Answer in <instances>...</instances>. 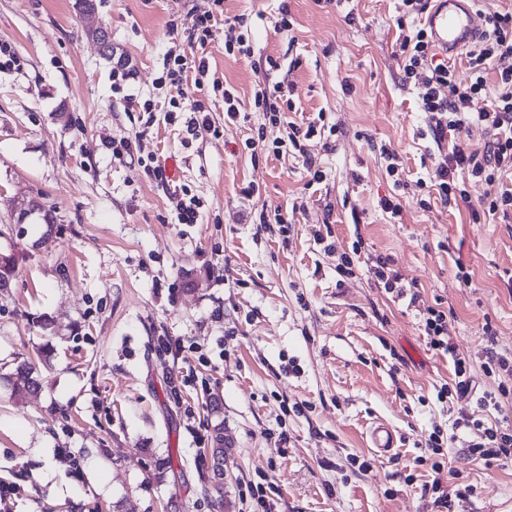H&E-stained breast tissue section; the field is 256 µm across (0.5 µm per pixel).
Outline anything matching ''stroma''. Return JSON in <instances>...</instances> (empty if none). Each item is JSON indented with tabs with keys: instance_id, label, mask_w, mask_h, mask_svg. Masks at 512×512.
Here are the masks:
<instances>
[{
	"instance_id": "stroma-1",
	"label": "stroma",
	"mask_w": 512,
	"mask_h": 512,
	"mask_svg": "<svg viewBox=\"0 0 512 512\" xmlns=\"http://www.w3.org/2000/svg\"><path fill=\"white\" fill-rule=\"evenodd\" d=\"M95 3L82 16L75 0H0V42L13 50L0 57V254L17 259L0 290V482L14 489L0 512H246L252 481L276 490L278 512H431L422 486L434 474L418 459L436 428L455 438L444 460L470 489L455 512H512V461L464 455L467 406L437 399L453 368L423 327L425 306L452 312L478 388L512 389L482 368L485 324L512 356V218L475 224L467 208L421 206L437 147L401 81V0ZM206 12L242 16L249 55L227 53L216 25L209 74L187 89L210 126L187 132L182 114L147 124L128 97L163 100L168 26L186 31ZM101 25L129 62L118 87L85 35ZM218 83L235 89L242 120L225 121ZM259 85L291 86L290 120H323L310 142L319 184L297 150L276 152L286 130L253 111ZM257 135L262 146L246 149ZM132 138L133 157L114 158L113 142ZM171 156L176 178L143 166ZM176 188L200 198L198 223H175ZM385 197L400 216L381 209ZM31 198L54 229L14 224L13 202ZM278 208L289 230L261 228ZM356 241L362 261L339 278ZM379 254L418 283L419 302L375 287ZM189 272L206 275L203 288H187ZM46 351L41 393L13 398L3 376ZM375 421L398 433L391 455L366 444ZM217 425L229 448L219 488L205 455Z\"/></svg>"
}]
</instances>
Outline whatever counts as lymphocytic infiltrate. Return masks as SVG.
<instances>
[{"label":"lymphocytic infiltrate","instance_id":"f902f5d3","mask_svg":"<svg viewBox=\"0 0 512 512\" xmlns=\"http://www.w3.org/2000/svg\"><path fill=\"white\" fill-rule=\"evenodd\" d=\"M486 36L477 49L468 54L470 82L457 85L454 72L447 62L438 60L433 43L425 28L419 27L399 34L403 63V83L418 91V101L428 119L427 132L438 146L434 176L430 182L442 203H468L469 195L459 186L460 179L484 181L491 191L482 200L480 208L470 211L473 223L512 212V188H500L504 175L512 174V11H493L485 14ZM211 15L198 16L186 38L188 51L168 53L163 62V80L176 94L170 100L164 120L175 123L178 113H192V125L209 126L210 119L204 106L189 99L184 91L188 74L207 75L209 60L203 49L211 35ZM495 74L497 92H490L488 74ZM492 96L490 106L472 111L475 99ZM253 106L268 114L270 120L287 124L288 142L296 150H304L306 141L317 136L315 124L300 126L288 122L287 114L293 109L291 99L283 95L256 88ZM481 130L486 136L483 146L470 145L472 130ZM424 333L432 350L449 356L453 365V382L442 385L438 399L448 397L463 400L474 398L478 409L499 407L500 400L511 390L499 385L497 391L473 396L472 364L460 353L453 342L452 323L445 311L426 307L423 314ZM459 427L468 430L470 437L463 443L467 455L487 461L512 459V417H475L463 414Z\"/></svg>","mask_w":512,"mask_h":512}]
</instances>
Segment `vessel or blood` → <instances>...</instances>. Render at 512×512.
Returning a JSON list of instances; mask_svg holds the SVG:
<instances>
[{
    "label": "vessel or blood",
    "instance_id": "b4317fda",
    "mask_svg": "<svg viewBox=\"0 0 512 512\" xmlns=\"http://www.w3.org/2000/svg\"><path fill=\"white\" fill-rule=\"evenodd\" d=\"M424 22L432 41L448 55L473 46L484 34V26L472 0H433ZM369 445L379 454H390L398 445L395 430L383 422L368 429Z\"/></svg>",
    "mask_w": 512,
    "mask_h": 512
}]
</instances>
